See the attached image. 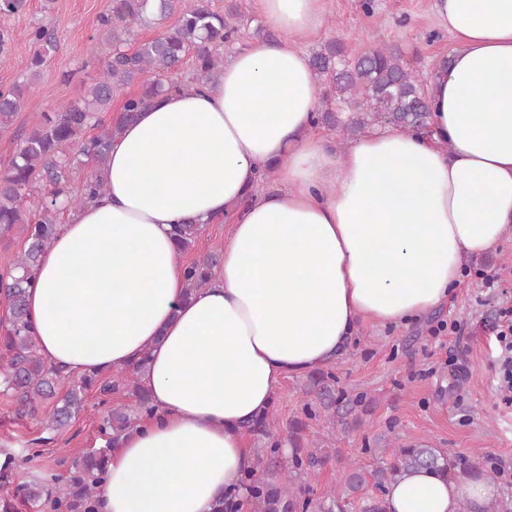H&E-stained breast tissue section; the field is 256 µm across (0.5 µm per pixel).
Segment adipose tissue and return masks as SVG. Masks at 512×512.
I'll return each mask as SVG.
<instances>
[{
    "instance_id": "obj_1",
    "label": "adipose tissue",
    "mask_w": 512,
    "mask_h": 512,
    "mask_svg": "<svg viewBox=\"0 0 512 512\" xmlns=\"http://www.w3.org/2000/svg\"><path fill=\"white\" fill-rule=\"evenodd\" d=\"M277 39L236 48L202 91L161 96L111 144L98 199L42 255L28 309L71 375L125 368L152 418L125 431L100 512H212L252 470L244 426L283 380L337 357L365 322L447 302L465 261L512 236V0H433L454 41L430 81L426 135L374 126L336 152L295 39L327 0H255ZM279 184L257 192L266 171ZM232 214L211 283L186 295L173 225ZM481 476L416 470L389 512H483Z\"/></svg>"
}]
</instances>
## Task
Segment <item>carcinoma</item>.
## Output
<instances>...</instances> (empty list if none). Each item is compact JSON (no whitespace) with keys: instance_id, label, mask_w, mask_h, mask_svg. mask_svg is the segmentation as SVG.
I'll return each instance as SVG.
<instances>
[{"instance_id":"cac0c4a2","label":"carcinoma","mask_w":512,"mask_h":512,"mask_svg":"<svg viewBox=\"0 0 512 512\" xmlns=\"http://www.w3.org/2000/svg\"><path fill=\"white\" fill-rule=\"evenodd\" d=\"M173 23L164 25L170 16ZM163 26L154 38L130 49L142 27ZM237 15L221 14L208 8L204 0H109L107 11L100 17L96 40L112 47L99 77L87 90V98L64 112H45L40 123L28 134L19 136V146L6 170L0 174V232L8 233L22 225L25 234L23 249L17 260L0 270V298L7 308L0 321V386L12 394L18 405L17 414L33 416L44 400L56 397L57 381L62 373L39 353L35 328L27 306L29 271L49 248L59 230L63 208H79L106 190L100 177L105 167L112 139L121 131L122 123L131 122L138 112L157 97L170 92H192L210 83L222 71L218 48L237 39ZM33 47L23 69L25 80L0 89V132L12 126L21 109L24 88L39 75L46 57L57 48L53 30L39 25L26 34ZM193 66L186 81L175 78L179 66ZM310 65L315 79L332 80L336 97L317 109L315 124L336 125V113L349 110L354 116L347 128L355 133L372 125H392L419 132L428 128L429 80L410 70L398 51L389 46L347 59L336 44L312 54ZM138 83V91L125 97L117 122H105L102 113L111 111L114 94ZM82 157L81 165L91 168L81 184L80 193H70L75 166L71 154ZM37 184L49 187L50 201L41 205L38 215L26 216L22 202ZM199 234V224L189 219L173 227L177 248L187 250ZM220 264L219 256L208 254L185 267L188 281L185 298L210 283L212 271ZM148 363L143 355L132 367L124 369L117 380L100 377L93 372L71 384L46 416L48 428L62 431L84 409V393L96 387L109 396L123 389L136 398L134 407L117 406L108 412L100 429L105 445L74 461L75 475L61 482L57 475L46 481L25 483L18 487L21 496L40 507L58 512H98L97 494L107 475L111 449L119 436L135 423L154 412L149 394L138 383L137 374ZM336 378L321 372L312 380L319 409L328 412L337 422L360 421L368 405L361 399H350L336 391ZM269 414L253 419L246 431L264 440L258 463L282 473L279 481L247 473L251 496V512H343L342 498L332 495L330 504L307 496L301 481L310 471L322 466L327 455L321 449L294 448L291 455L283 452L273 440ZM390 461L376 470L374 484L382 493L411 470L438 469L450 477L478 469L473 458H457L428 444L390 449Z\"/></svg>"}]
</instances>
